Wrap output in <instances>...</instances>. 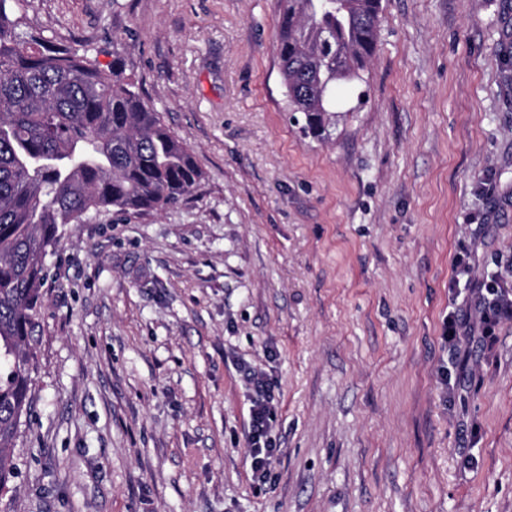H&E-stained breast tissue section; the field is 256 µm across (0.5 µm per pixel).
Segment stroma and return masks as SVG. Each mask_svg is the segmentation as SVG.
<instances>
[{
  "mask_svg": "<svg viewBox=\"0 0 512 512\" xmlns=\"http://www.w3.org/2000/svg\"><path fill=\"white\" fill-rule=\"evenodd\" d=\"M382 4L318 139L285 110L278 0H26L100 65L122 37L203 179L47 256L0 512H512V323L462 373L442 337L473 289L512 293V0ZM243 365L279 383L264 485Z\"/></svg>",
  "mask_w": 512,
  "mask_h": 512,
  "instance_id": "35a3bbf8",
  "label": "stroma"
}]
</instances>
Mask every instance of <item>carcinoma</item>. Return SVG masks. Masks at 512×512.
<instances>
[{"label": "carcinoma", "instance_id": "carcinoma-1", "mask_svg": "<svg viewBox=\"0 0 512 512\" xmlns=\"http://www.w3.org/2000/svg\"><path fill=\"white\" fill-rule=\"evenodd\" d=\"M23 2L0 0V496L18 473L12 447L32 408L34 333L60 228L103 211L161 212L203 177L118 52L102 68L86 49L53 45ZM279 3L286 109L318 138L336 84L361 79L377 50L382 0Z\"/></svg>", "mask_w": 512, "mask_h": 512}]
</instances>
